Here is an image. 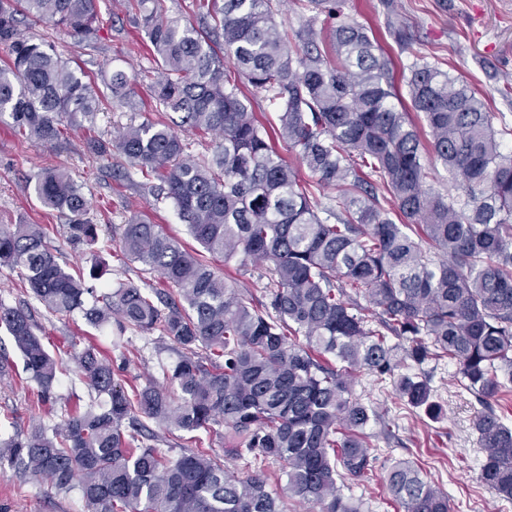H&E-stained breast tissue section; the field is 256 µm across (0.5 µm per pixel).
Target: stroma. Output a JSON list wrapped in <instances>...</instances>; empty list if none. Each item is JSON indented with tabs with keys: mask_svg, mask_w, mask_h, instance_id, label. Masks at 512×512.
<instances>
[{
	"mask_svg": "<svg viewBox=\"0 0 512 512\" xmlns=\"http://www.w3.org/2000/svg\"><path fill=\"white\" fill-rule=\"evenodd\" d=\"M401 3L414 36L408 51L389 34L380 0H339V18L365 25L383 52L392 56L398 66L409 65L413 52L418 51L429 61L438 62L444 70L464 74L471 87L485 98L490 110L503 113L512 125V94L504 90L505 77H512V0H401ZM95 4L103 23L98 39L81 41L64 29L44 24L28 28L29 35L50 42L61 59L79 66L90 76L102 101L93 122L84 121L71 128L68 142L52 148L14 135L9 120L0 121V224L41 225L61 265L70 269L89 268V254L68 242L61 229L64 217L43 207L27 185L30 176L49 167L66 169L83 183L89 215L101 224L104 233H111L113 226L126 223L132 215L141 214L163 226L184 245L194 244L171 202H155L147 188L138 182L113 180L107 161L93 157L84 147L86 136L114 137L127 124L163 116L150 91L158 64L148 50L142 49L143 35L126 12L125 0H95ZM117 68L134 76V107L112 100L107 84ZM25 301L54 342L77 336L82 343L97 346L111 360L118 359L127 348L138 349L139 357L132 359L124 372L132 383L142 385L150 378L163 381L165 367L175 359L171 341L158 336L131 331L120 338L112 329L88 326L79 316L46 313L38 302L29 301L18 271L0 266V303L16 307ZM66 365L68 373L56 385L57 402L47 414L31 409L28 391L18 379L0 380V414L8 410L17 417L15 426L0 427V438L27 430L42 420L59 421L64 409L86 397L87 391L78 380L76 362L70 358ZM423 371L430 379L434 400L443 410V418L437 422L410 408L391 386L379 384L367 374L356 377L355 397L385 413L396 428L392 439L374 438V445L382 451L380 460L362 481L349 483L350 493L362 497L369 512H394L382 476L389 460L409 459L422 467L428 481L447 492L451 512H512V502L499 499L478 479L485 451L474 420L482 411V404L462 386L454 364L446 361L429 364ZM0 512H86V507L80 489L59 493L48 484L25 481L8 473L0 474Z\"/></svg>",
	"mask_w": 512,
	"mask_h": 512,
	"instance_id": "35a3bbf8",
	"label": "stroma"
}]
</instances>
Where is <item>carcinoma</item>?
<instances>
[{"instance_id":"carcinoma-1","label":"carcinoma","mask_w":512,"mask_h":512,"mask_svg":"<svg viewBox=\"0 0 512 512\" xmlns=\"http://www.w3.org/2000/svg\"><path fill=\"white\" fill-rule=\"evenodd\" d=\"M273 0H198L196 22L169 19L161 0H131L160 63L152 87L171 122L149 118L115 138L87 141L116 154L119 176L170 200L201 251L189 252L158 224L134 215L112 238L87 217L83 185L58 168L29 181L36 200L65 217L63 233L91 252L159 273L161 290L119 282L100 292L68 272L39 224H0V264L50 314L80 313L95 328L158 333L175 345L169 387L129 383L97 347L69 341L90 405L58 424L38 423L0 440V470L81 489L88 512H284L267 489L280 466L290 496L319 512H366L342 492L378 457L367 429L392 421L354 397L367 373L431 419L442 407L420 368L449 360L487 403L512 387V152L466 78L417 58L395 66L358 22L333 27L322 48L312 24L291 46ZM397 43L413 37L399 0H381ZM88 40L101 27L95 0H0V118L27 140L60 146L79 119L93 120L95 89L52 45L20 28V17ZM233 67L226 65V60ZM130 79L112 71V99L130 104ZM278 112L268 131L243 88ZM212 135L198 158L177 129ZM285 149L313 180L280 153ZM455 193L427 187L437 167ZM333 189L325 205L316 191ZM266 266L265 300L224 280L212 261ZM34 404H52L65 369L38 334L31 311L0 303ZM303 342H298V339ZM151 420L182 451L159 448ZM224 427L222 452L200 433ZM486 458L479 480L512 501V427L488 407L475 418ZM241 460L245 476L224 464ZM384 486L397 512H450L448 494L418 466L396 460Z\"/></svg>"}]
</instances>
